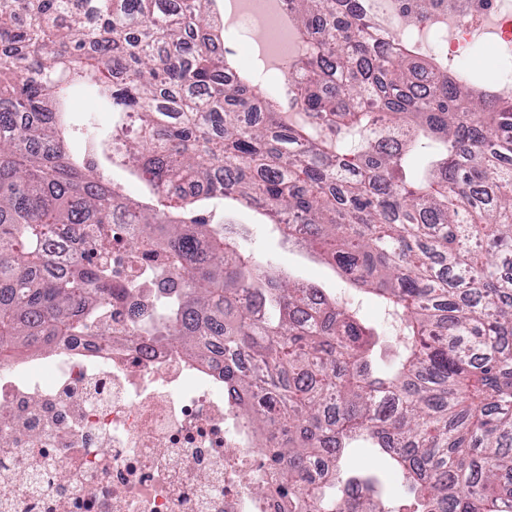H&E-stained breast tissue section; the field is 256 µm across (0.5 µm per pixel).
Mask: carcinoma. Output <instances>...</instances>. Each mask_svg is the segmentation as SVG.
<instances>
[{
	"label": "carcinoma",
	"instance_id": "1",
	"mask_svg": "<svg viewBox=\"0 0 512 512\" xmlns=\"http://www.w3.org/2000/svg\"><path fill=\"white\" fill-rule=\"evenodd\" d=\"M214 0H0V360L38 337L110 325L128 288L174 272L134 326L200 356L223 337L224 390L285 466L299 512H512V98L449 73L359 0H290L308 51L276 97L225 79ZM93 89L112 127L98 161L67 152L64 110ZM119 164L160 208L99 173ZM376 295L400 349L356 308L258 272L242 233L211 224L228 196ZM251 360L244 371L240 357ZM366 437L410 493L394 507L342 464ZM328 468L309 467L314 456Z\"/></svg>",
	"mask_w": 512,
	"mask_h": 512
}]
</instances>
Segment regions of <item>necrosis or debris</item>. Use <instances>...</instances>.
Listing matches in <instances>:
<instances>
[{
	"label": "necrosis or debris",
	"instance_id": "obj_1",
	"mask_svg": "<svg viewBox=\"0 0 512 512\" xmlns=\"http://www.w3.org/2000/svg\"><path fill=\"white\" fill-rule=\"evenodd\" d=\"M361 0L379 43L437 33L465 72L489 50L488 93L512 98V0ZM151 303L114 308L109 336L82 333L0 362V512H288L282 472L224 393L218 366L132 333Z\"/></svg>",
	"mask_w": 512,
	"mask_h": 512
}]
</instances>
